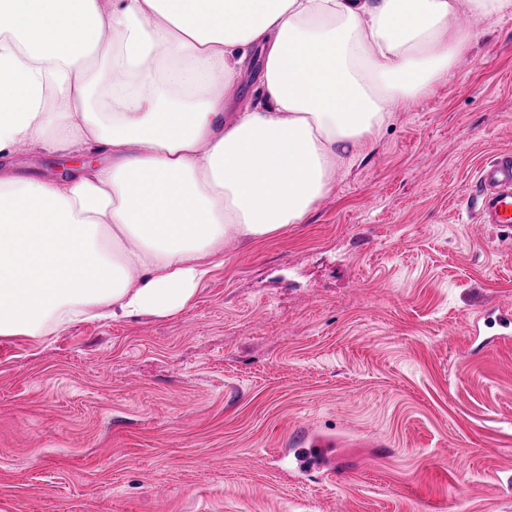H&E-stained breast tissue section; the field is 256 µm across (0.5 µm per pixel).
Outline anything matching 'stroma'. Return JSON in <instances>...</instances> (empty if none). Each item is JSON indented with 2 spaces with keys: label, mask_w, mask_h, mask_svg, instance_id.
<instances>
[{
  "label": "stroma",
  "mask_w": 512,
  "mask_h": 512,
  "mask_svg": "<svg viewBox=\"0 0 512 512\" xmlns=\"http://www.w3.org/2000/svg\"><path fill=\"white\" fill-rule=\"evenodd\" d=\"M506 151L512 14L182 314L0 338V512H512ZM482 224L512 227V153L496 156L478 172L475 207Z\"/></svg>",
  "instance_id": "stroma-1"
}]
</instances>
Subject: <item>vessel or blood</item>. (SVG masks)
<instances>
[{
	"label": "vessel or blood",
	"mask_w": 512,
	"mask_h": 512,
	"mask_svg": "<svg viewBox=\"0 0 512 512\" xmlns=\"http://www.w3.org/2000/svg\"><path fill=\"white\" fill-rule=\"evenodd\" d=\"M475 199L483 223L512 225V153L496 156L478 172Z\"/></svg>",
	"instance_id": "vessel-or-blood-1"
}]
</instances>
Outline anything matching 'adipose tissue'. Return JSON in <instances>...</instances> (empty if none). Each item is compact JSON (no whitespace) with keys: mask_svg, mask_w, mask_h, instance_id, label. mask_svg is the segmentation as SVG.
<instances>
[{"mask_svg":"<svg viewBox=\"0 0 512 512\" xmlns=\"http://www.w3.org/2000/svg\"><path fill=\"white\" fill-rule=\"evenodd\" d=\"M468 23H460V13ZM512 0H0V338L174 316L226 248L302 223L336 166ZM259 59L260 103L241 73ZM66 157H72L65 153H54L41 148H29L7 160L14 171L23 176H57L65 166L58 165L57 162L67 160Z\"/></svg>","mask_w":512,"mask_h":512,"instance_id":"adipose-tissue-1","label":"adipose tissue"}]
</instances>
